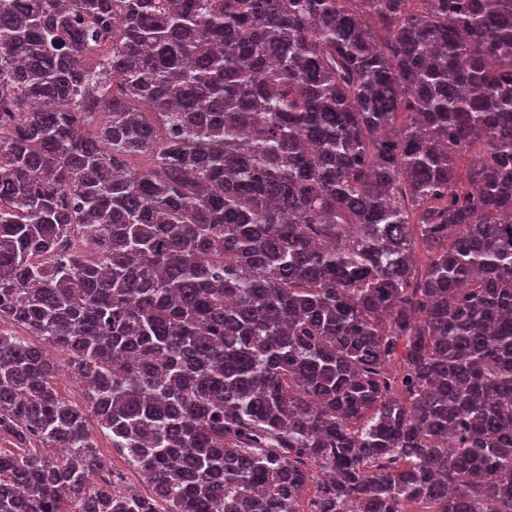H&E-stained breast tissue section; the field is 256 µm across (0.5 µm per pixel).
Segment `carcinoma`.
Masks as SVG:
<instances>
[{"mask_svg":"<svg viewBox=\"0 0 512 512\" xmlns=\"http://www.w3.org/2000/svg\"><path fill=\"white\" fill-rule=\"evenodd\" d=\"M0 106V512H512V0H0ZM89 427L92 431L97 449L106 458H108V460L111 462L112 469L116 473L124 475L123 484H126V486L129 487H135L138 491L144 493L145 490H147V485L145 482L142 483L140 481L141 477L137 473L127 469L123 455L116 448H112L110 438L100 430L97 422L91 415L89 416Z\"/></svg>","mask_w":512,"mask_h":512,"instance_id":"1","label":"carcinoma"}]
</instances>
